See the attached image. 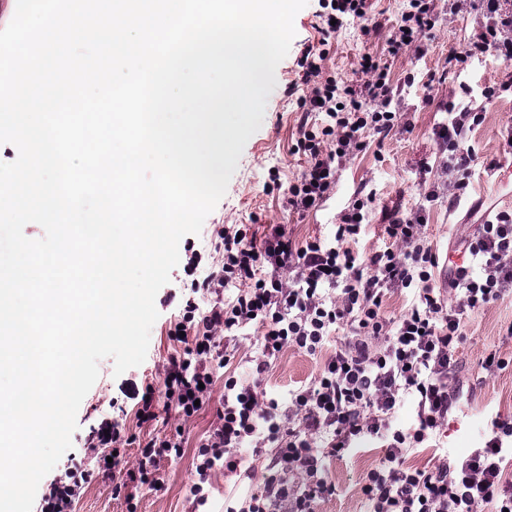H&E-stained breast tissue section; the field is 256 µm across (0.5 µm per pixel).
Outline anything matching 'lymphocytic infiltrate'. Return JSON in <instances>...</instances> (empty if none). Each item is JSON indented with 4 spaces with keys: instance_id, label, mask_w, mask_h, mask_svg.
<instances>
[{
    "instance_id": "obj_1",
    "label": "lymphocytic infiltrate",
    "mask_w": 512,
    "mask_h": 512,
    "mask_svg": "<svg viewBox=\"0 0 512 512\" xmlns=\"http://www.w3.org/2000/svg\"><path fill=\"white\" fill-rule=\"evenodd\" d=\"M318 43L306 44L298 65L306 91L300 98L297 148L307 165L288 187V208L319 207L336 185L340 170L367 147L371 135L387 137L395 127L399 96L386 67L370 54L358 61V80L328 73L326 46L338 25H358L363 35L377 31L370 0H318ZM478 12L480 24L465 53L451 55L455 65L491 53L512 60V9L503 0H404L388 42L392 54L424 56L425 41L442 15ZM512 92V75L480 93L469 86L449 90L440 102L443 119L433 128L435 161L442 184H425L408 216L385 213L390 244L371 252L353 250L374 196L356 199L340 216L332 238L296 243L281 225L257 238L245 224L216 231L224 261L200 286L205 302L186 300L171 321L169 339L177 349L164 364L161 388L146 385L139 424L156 421L159 412L182 420L196 416L211 398L216 369L224 371V406L219 423L198 448L191 487L194 507L205 506L211 476L240 474L241 451L270 448L262 482L249 497L225 500L224 512H313L316 500L335 495L326 461L340 459L362 438L379 439L384 455L361 486L367 512H512V420L494 417L483 447L468 455L440 458L432 468L408 464L409 451L459 406L454 381L455 355L465 339L471 314L512 291V210L481 224L466 248L474 263L451 272L447 287L435 284L439 256L424 228L434 207L452 201L470 183L478 155L472 134L485 120L487 103ZM235 288L225 298L226 288ZM413 292L409 307L386 317L389 292ZM258 331V353L247 378L228 366L231 351L222 342L240 332ZM333 354H325L328 344ZM316 358L318 370L308 384L289 391L286 403L267 397L262 383L272 363L288 347ZM411 402L410 428L395 415ZM92 447L113 450L98 456L93 474L112 481L113 493L161 478V460L183 456L180 434L136 438L119 421H103ZM137 446L134 465L124 462L128 446Z\"/></svg>"
}]
</instances>
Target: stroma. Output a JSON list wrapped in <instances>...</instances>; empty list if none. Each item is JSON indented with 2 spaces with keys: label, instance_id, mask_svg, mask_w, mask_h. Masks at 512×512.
Masks as SVG:
<instances>
[{
  "label": "stroma",
  "instance_id": "stroma-1",
  "mask_svg": "<svg viewBox=\"0 0 512 512\" xmlns=\"http://www.w3.org/2000/svg\"><path fill=\"white\" fill-rule=\"evenodd\" d=\"M402 6V0H372V12L381 22L382 31L365 36L356 26L346 25L328 40L326 65L344 78H356L361 54H371L387 63L392 82L404 86L399 105L401 128L382 140L368 137L367 148L346 164L320 210L303 215L283 208V193L281 189H271L269 179L270 170L275 169L282 186L289 184L305 166L304 156L294 151L301 110L298 97L291 94L290 88L302 75L296 59L302 43L320 38L315 29L317 0H308L297 13L296 34L288 55L275 70L276 84L268 97L263 122L246 142L226 193L205 219L200 234L181 240L180 262L156 296L159 317L151 329L145 361L119 376L113 373V359L100 361L99 377L77 413L78 427L72 435V447L55 466V474H62L74 458L80 460L82 469H94L95 460L87 455L86 442L103 420H121L128 433L146 434V427L137 424L138 405L132 392L159 384L162 365L174 351L168 338L171 313L179 311L191 297L192 280L202 278L211 265L222 261L224 250L213 234L215 225L250 224L261 234L268 225L279 224L299 242L313 237L327 239L332 237L341 211L350 205L354 190L362 185L374 194L376 202L358 247L369 252L388 246L381 211L396 208L406 214L414 207L422 168L434 163L437 152L433 138V127L439 120L437 100L447 95L449 86L464 83L477 90L500 81L512 71V62L490 54L468 59L456 68L449 67V55L466 49L475 24L470 14L458 15L451 22L438 21L423 57L417 59L409 53L390 56L387 31L395 24ZM509 125L512 126V94L506 92L487 105L483 124L472 134L479 159L470 186L453 210L440 208L429 216L426 234L440 259H447L462 240L471 237L479 224L496 211L512 207V191L496 183L497 167L512 164V147L502 136ZM511 325L509 295L476 311L465 327L466 338L456 353L455 368L463 385V407L451 414L436 434L437 442L449 456L458 457L483 447L492 416L512 417V366L491 375L481 367L485 352L491 349L502 358L512 359V335L507 332ZM316 370L315 360L296 348H288L266 377L268 396L286 397L289 390L307 384ZM223 400L224 384L219 381L210 404L188 423L180 425L176 420L162 418L155 422L157 432L171 434L178 430L184 439V456L160 464L164 491L140 488L130 504L125 497L113 495L111 483L95 478L83 485L74 512H188L194 481L193 458L215 425L216 410ZM382 454L379 442L362 441L342 459L333 461L329 477L337 491L334 496L317 500L314 512H361V484Z\"/></svg>",
  "mask_w": 512,
  "mask_h": 512
}]
</instances>
